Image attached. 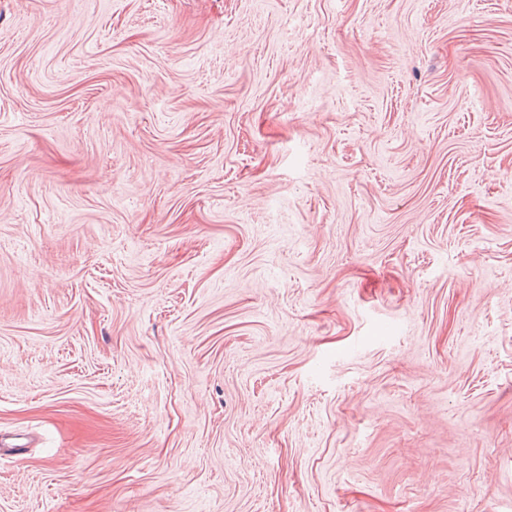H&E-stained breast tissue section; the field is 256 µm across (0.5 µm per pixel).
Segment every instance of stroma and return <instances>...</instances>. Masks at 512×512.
Returning <instances> with one entry per match:
<instances>
[{
    "instance_id": "35a3bbf8",
    "label": "stroma",
    "mask_w": 512,
    "mask_h": 512,
    "mask_svg": "<svg viewBox=\"0 0 512 512\" xmlns=\"http://www.w3.org/2000/svg\"><path fill=\"white\" fill-rule=\"evenodd\" d=\"M0 512H512V0H0Z\"/></svg>"
}]
</instances>
